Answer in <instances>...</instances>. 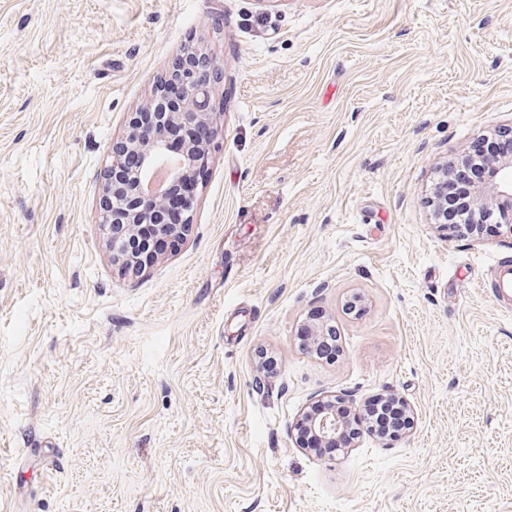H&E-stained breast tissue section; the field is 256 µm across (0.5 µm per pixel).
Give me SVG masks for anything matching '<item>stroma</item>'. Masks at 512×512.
<instances>
[{
	"label": "stroma",
	"instance_id": "35a3bbf8",
	"mask_svg": "<svg viewBox=\"0 0 512 512\" xmlns=\"http://www.w3.org/2000/svg\"><path fill=\"white\" fill-rule=\"evenodd\" d=\"M189 49L220 147L134 279L103 174ZM510 125L512 0H0V512H512V234L430 206ZM315 311L336 359L296 339ZM336 394L413 427L298 447ZM494 293L495 297L502 303L508 305L512 302V266L498 264Z\"/></svg>",
	"mask_w": 512,
	"mask_h": 512
}]
</instances>
